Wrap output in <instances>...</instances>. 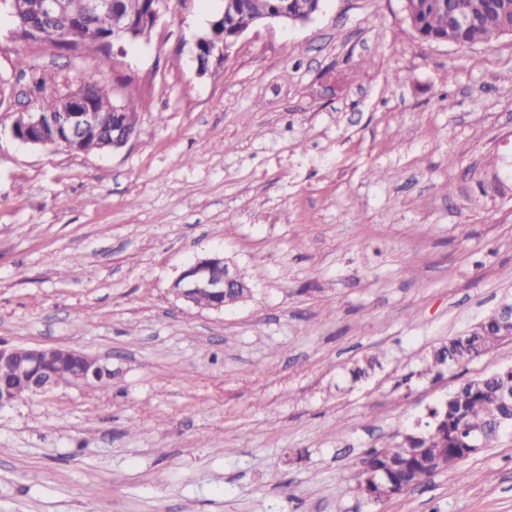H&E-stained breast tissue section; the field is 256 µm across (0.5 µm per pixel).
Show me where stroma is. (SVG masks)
<instances>
[{
    "mask_svg": "<svg viewBox=\"0 0 512 512\" xmlns=\"http://www.w3.org/2000/svg\"><path fill=\"white\" fill-rule=\"evenodd\" d=\"M403 4L323 0L202 77L194 42L224 0H172L107 58L16 44L0 12V79L22 54L138 103L113 151L0 135V344L112 370L0 408V512H512V430L423 487L358 489L367 451L512 367L506 340L421 373L512 299V35L426 43ZM212 251L252 288L221 312L172 292Z\"/></svg>",
    "mask_w": 512,
    "mask_h": 512,
    "instance_id": "35a3bbf8",
    "label": "stroma"
}]
</instances>
